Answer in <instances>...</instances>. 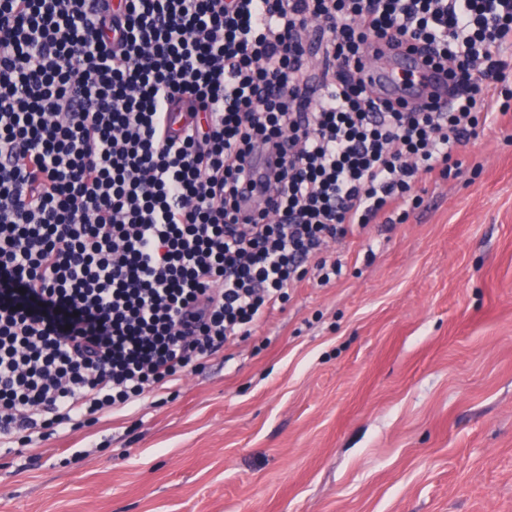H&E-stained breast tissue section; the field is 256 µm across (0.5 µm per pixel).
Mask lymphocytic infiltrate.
<instances>
[{
    "label": "lymphocytic infiltrate",
    "mask_w": 512,
    "mask_h": 512,
    "mask_svg": "<svg viewBox=\"0 0 512 512\" xmlns=\"http://www.w3.org/2000/svg\"><path fill=\"white\" fill-rule=\"evenodd\" d=\"M509 40L512 0H0V440L93 426L340 277L328 240L512 113ZM396 49L449 99L381 96Z\"/></svg>",
    "instance_id": "f902f5d3"
}]
</instances>
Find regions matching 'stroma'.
Instances as JSON below:
<instances>
[{"label": "stroma", "mask_w": 512, "mask_h": 512, "mask_svg": "<svg viewBox=\"0 0 512 512\" xmlns=\"http://www.w3.org/2000/svg\"><path fill=\"white\" fill-rule=\"evenodd\" d=\"M457 158L173 391L1 449L0 512H512V127Z\"/></svg>", "instance_id": "stroma-1"}]
</instances>
